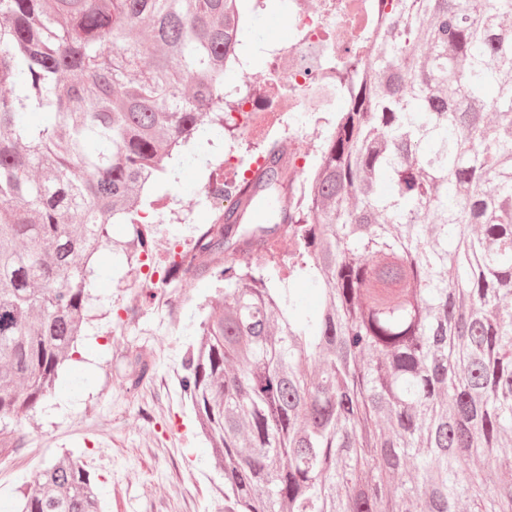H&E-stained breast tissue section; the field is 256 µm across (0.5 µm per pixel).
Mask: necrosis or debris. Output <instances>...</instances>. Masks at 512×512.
<instances>
[{
    "mask_svg": "<svg viewBox=\"0 0 512 512\" xmlns=\"http://www.w3.org/2000/svg\"><path fill=\"white\" fill-rule=\"evenodd\" d=\"M288 22L294 36L272 49L264 77L265 84L275 89L274 98L262 105L244 98L239 111L255 118L259 107H266L272 118L264 126V139L293 145L306 131L293 127L289 116L312 104V123L317 126L324 117L339 112L337 70L350 65L353 57L369 54L387 17L381 0H288ZM220 166L224 176H209L202 188L204 203L217 216L233 203L238 189L255 171L254 166H242L231 156Z\"/></svg>",
    "mask_w": 512,
    "mask_h": 512,
    "instance_id": "4bbe7bcc",
    "label": "necrosis or debris"
}]
</instances>
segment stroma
Returning a JSON list of instances; mask_svg holds the SVG:
<instances>
[{"instance_id": "1", "label": "stroma", "mask_w": 512, "mask_h": 512, "mask_svg": "<svg viewBox=\"0 0 512 512\" xmlns=\"http://www.w3.org/2000/svg\"><path fill=\"white\" fill-rule=\"evenodd\" d=\"M250 51L284 43L288 13L267 8L248 18ZM232 133L186 155L180 179L163 182L139 213L148 226L147 253L156 266L173 265L177 247L193 246L208 224L200 191L225 153L236 151ZM189 213L186 224L161 222V208ZM93 320L51 396L22 420L19 434H0V512H14L34 473L63 452L80 457L95 478L105 512H224V478L209 455L179 375L190 326L206 304L221 306L214 279L182 275L171 304L159 289L141 286L138 270L117 263L111 248L96 255ZM150 370L137 388L127 377L134 356Z\"/></svg>"}]
</instances>
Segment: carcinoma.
<instances>
[{"label": "carcinoma", "mask_w": 512, "mask_h": 512, "mask_svg": "<svg viewBox=\"0 0 512 512\" xmlns=\"http://www.w3.org/2000/svg\"><path fill=\"white\" fill-rule=\"evenodd\" d=\"M248 1L266 7L0 0L1 427L75 352L108 225H134L132 263L147 190L178 179L199 134L236 125ZM383 5L389 28L336 75L345 111L303 198L271 225L226 212L199 238L224 305L200 320L181 384L227 512H512V478L490 480L512 465V0ZM262 156L245 190L278 191L283 145ZM17 512L102 508L65 455Z\"/></svg>", "instance_id": "cac0c4a2"}]
</instances>
